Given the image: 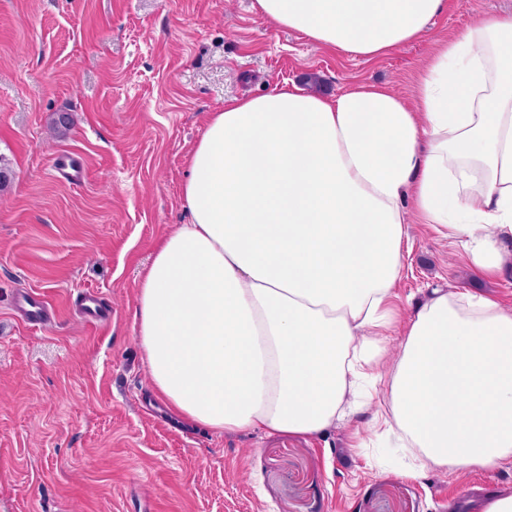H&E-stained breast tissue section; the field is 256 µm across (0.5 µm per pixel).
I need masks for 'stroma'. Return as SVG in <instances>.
<instances>
[{
	"mask_svg": "<svg viewBox=\"0 0 512 512\" xmlns=\"http://www.w3.org/2000/svg\"><path fill=\"white\" fill-rule=\"evenodd\" d=\"M512 0H448L417 39L367 59L273 25L255 0H0V512H470L512 468L406 476L369 415L323 437L176 423L149 389L136 289L156 241L188 223L189 155L226 100L286 82L326 96L357 84L411 98L440 41ZM70 113L65 136L50 134ZM78 156L81 180L57 171ZM396 286L407 321L428 292L512 307V255L481 276L462 245L410 217ZM42 293L56 318L13 306ZM95 291L109 317L86 322ZM14 304L24 313L25 321L33 326H43L55 315L52 304L36 291L17 294L14 297Z\"/></svg>",
	"mask_w": 512,
	"mask_h": 512,
	"instance_id": "obj_1",
	"label": "stroma"
}]
</instances>
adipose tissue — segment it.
I'll use <instances>...</instances> for the list:
<instances>
[{
  "label": "adipose tissue",
  "mask_w": 512,
  "mask_h": 512,
  "mask_svg": "<svg viewBox=\"0 0 512 512\" xmlns=\"http://www.w3.org/2000/svg\"><path fill=\"white\" fill-rule=\"evenodd\" d=\"M447 0H256L275 24L375 56ZM183 186L191 221L158 243L135 335L171 414L215 434L318 437L358 413L396 317L406 203L485 276L512 243V14L431 58L415 103L360 85L278 86L213 113ZM389 431L425 471L512 464V310L434 293L404 328Z\"/></svg>",
  "instance_id": "adipose-tissue-1"
}]
</instances>
